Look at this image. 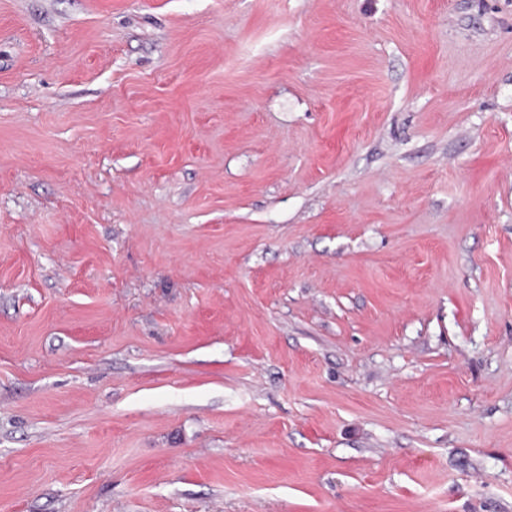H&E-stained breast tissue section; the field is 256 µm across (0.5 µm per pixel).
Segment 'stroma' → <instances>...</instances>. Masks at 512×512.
<instances>
[{"label": "stroma", "instance_id": "obj_1", "mask_svg": "<svg viewBox=\"0 0 512 512\" xmlns=\"http://www.w3.org/2000/svg\"><path fill=\"white\" fill-rule=\"evenodd\" d=\"M0 512H512V0H0Z\"/></svg>", "mask_w": 512, "mask_h": 512}]
</instances>
